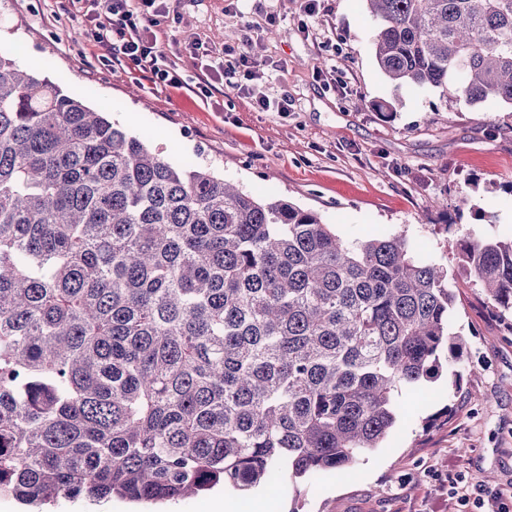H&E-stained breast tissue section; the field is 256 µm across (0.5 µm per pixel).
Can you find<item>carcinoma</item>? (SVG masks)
Returning a JSON list of instances; mask_svg holds the SVG:
<instances>
[{
    "label": "carcinoma",
    "mask_w": 512,
    "mask_h": 512,
    "mask_svg": "<svg viewBox=\"0 0 512 512\" xmlns=\"http://www.w3.org/2000/svg\"><path fill=\"white\" fill-rule=\"evenodd\" d=\"M398 86L512 105V0H364ZM512 312V235L448 240ZM406 235L175 165L0 56V494L163 502L354 477L456 363Z\"/></svg>",
    "instance_id": "1"
}]
</instances>
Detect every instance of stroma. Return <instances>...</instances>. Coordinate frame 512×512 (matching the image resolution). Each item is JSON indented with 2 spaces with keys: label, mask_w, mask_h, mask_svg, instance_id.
Masks as SVG:
<instances>
[{
  "label": "stroma",
  "mask_w": 512,
  "mask_h": 512,
  "mask_svg": "<svg viewBox=\"0 0 512 512\" xmlns=\"http://www.w3.org/2000/svg\"><path fill=\"white\" fill-rule=\"evenodd\" d=\"M162 28L169 59L193 78L197 48L221 62L253 45L260 89L287 96V111H261L229 88L205 101L153 84L107 65L60 0H0L1 56L108 112L169 162L316 211L350 239L377 228L422 241L448 273L451 329L467 343L453 371L402 389L390 442L369 450L352 480L261 487L266 512H461L443 485L457 468L512 489V314L492 306L447 244L512 233V106L390 82L364 0H321L315 14L308 0H171ZM210 498H61L44 512H209Z\"/></svg>",
  "instance_id": "35a3bbf8"
}]
</instances>
